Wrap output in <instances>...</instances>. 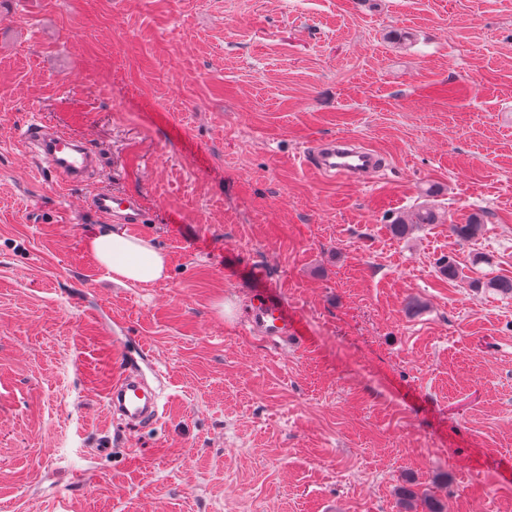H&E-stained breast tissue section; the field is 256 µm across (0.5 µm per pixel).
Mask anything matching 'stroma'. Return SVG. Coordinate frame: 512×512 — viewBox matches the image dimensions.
Segmentation results:
<instances>
[{
	"label": "stroma",
	"instance_id": "35a3bbf8",
	"mask_svg": "<svg viewBox=\"0 0 512 512\" xmlns=\"http://www.w3.org/2000/svg\"><path fill=\"white\" fill-rule=\"evenodd\" d=\"M34 119L99 175L43 171L18 143ZM336 135L386 171L312 173ZM101 189L140 197L168 279L105 277ZM424 204L438 222L394 237ZM258 268L282 348L247 317ZM498 277L512 0H0V512H406L405 488L512 512ZM127 367L161 397L144 429L107 408Z\"/></svg>",
	"mask_w": 512,
	"mask_h": 512
}]
</instances>
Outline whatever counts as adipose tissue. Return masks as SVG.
<instances>
[{
	"label": "adipose tissue",
	"mask_w": 512,
	"mask_h": 512,
	"mask_svg": "<svg viewBox=\"0 0 512 512\" xmlns=\"http://www.w3.org/2000/svg\"><path fill=\"white\" fill-rule=\"evenodd\" d=\"M87 250L108 279L119 284L147 287L167 275L168 258L151 238L118 227L90 236Z\"/></svg>",
	"instance_id": "obj_1"
}]
</instances>
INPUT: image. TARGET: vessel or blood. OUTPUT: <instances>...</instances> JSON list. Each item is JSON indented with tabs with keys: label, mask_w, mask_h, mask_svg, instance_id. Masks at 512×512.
<instances>
[{
	"label": "vessel or blood",
	"mask_w": 512,
	"mask_h": 512,
	"mask_svg": "<svg viewBox=\"0 0 512 512\" xmlns=\"http://www.w3.org/2000/svg\"><path fill=\"white\" fill-rule=\"evenodd\" d=\"M20 138L44 164L46 170L67 184L85 181L96 162L95 153L85 142L59 131L53 126L33 122ZM382 157L369 148L346 137L331 138L319 144L307 157V165L321 175H345L365 179L382 164ZM89 207L104 218H119L127 224L145 223V210L138 196L101 190L88 199ZM249 318L267 336L287 339L288 306L276 290L260 293ZM110 414L121 415L127 423L150 425L159 418L158 395L143 396L137 379L124 374L114 380L108 396Z\"/></svg>",
	"instance_id": "b4317fda"
}]
</instances>
